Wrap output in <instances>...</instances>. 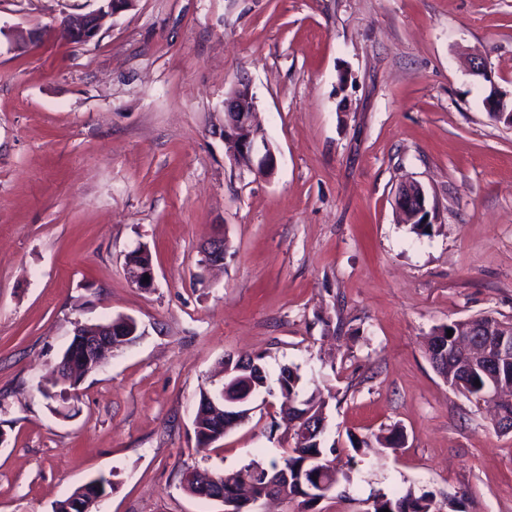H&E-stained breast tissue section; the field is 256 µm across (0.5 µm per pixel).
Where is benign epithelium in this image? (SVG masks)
I'll use <instances>...</instances> for the list:
<instances>
[{
	"instance_id": "obj_1",
	"label": "benign epithelium",
	"mask_w": 512,
	"mask_h": 512,
	"mask_svg": "<svg viewBox=\"0 0 512 512\" xmlns=\"http://www.w3.org/2000/svg\"><path fill=\"white\" fill-rule=\"evenodd\" d=\"M97 10L88 13L66 14L60 21L68 38L77 43L91 41L99 32L102 21L110 16L135 6L137 0H98ZM222 137L229 150L230 159L247 167L259 177L271 176L277 159L257 119V102L251 85L246 80L238 81L224 98V127ZM397 207L405 224H411L427 215V194L424 187L416 181H406L398 190ZM227 242L219 236L205 244L201 254V266L221 267L224 265V253ZM140 248L128 252L125 256V268L131 284L141 289L154 287L155 275L151 264L138 260ZM149 281H144V277ZM469 327L459 334L453 344V352L467 350L470 354V367L482 372L492 391L494 402H500L502 394L512 393V380L504 383L502 369L512 366V341L508 339V329L512 325L499 319L492 313H485L467 319ZM125 341L137 334V322L124 316L114 322L107 320L93 325L79 327L72 338L68 352L61 363L54 368L59 384L76 386L82 377L99 369L106 355L114 350L112 334ZM256 398L254 386L247 383L242 397L231 400L226 388L213 387L207 393V399L214 413L226 418L236 414L252 413V403ZM288 424L295 429L300 439L309 437L314 431L325 430L326 416L312 415L301 411L297 404L288 405ZM267 493L274 497L289 483L286 472H267L264 474ZM214 500L224 504V512H245L255 504L253 497L243 495L235 501L225 496H216Z\"/></svg>"
}]
</instances>
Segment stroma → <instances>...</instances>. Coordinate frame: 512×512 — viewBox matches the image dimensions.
<instances>
[{"label":"stroma","mask_w":512,"mask_h":512,"mask_svg":"<svg viewBox=\"0 0 512 512\" xmlns=\"http://www.w3.org/2000/svg\"><path fill=\"white\" fill-rule=\"evenodd\" d=\"M97 0H0V512H53L98 476V512H224L186 492L287 447L279 396L212 447L193 427L226 355L299 367L331 396L326 446L353 480L313 512L376 491L441 512H512V433L432 366L435 327L512 320V0H137L95 39L63 14ZM483 57L488 77L466 58ZM248 80L277 158L235 166L224 96ZM428 194L429 228L397 210ZM225 236L223 269L200 250ZM152 255L155 286L127 279ZM133 317L140 337L48 400L77 325ZM403 429L398 448L351 437ZM397 207L402 216L403 224H409L410 229L419 233L427 226V194L424 187L416 181H406L398 190ZM421 216H425L421 223L413 224ZM141 246L128 252L125 256V268L127 277L132 285L141 289L154 287L155 275L152 264H143L138 260ZM148 274L149 282H144V275Z\"/></svg>","instance_id":"stroma-1"}]
</instances>
